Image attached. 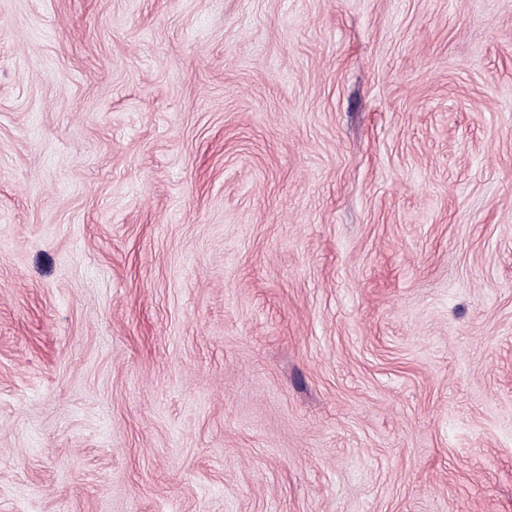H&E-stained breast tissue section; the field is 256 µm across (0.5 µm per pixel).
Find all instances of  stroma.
<instances>
[{"label":"stroma","mask_w":512,"mask_h":512,"mask_svg":"<svg viewBox=\"0 0 512 512\" xmlns=\"http://www.w3.org/2000/svg\"><path fill=\"white\" fill-rule=\"evenodd\" d=\"M0 512H512V0H0Z\"/></svg>","instance_id":"35a3bbf8"}]
</instances>
